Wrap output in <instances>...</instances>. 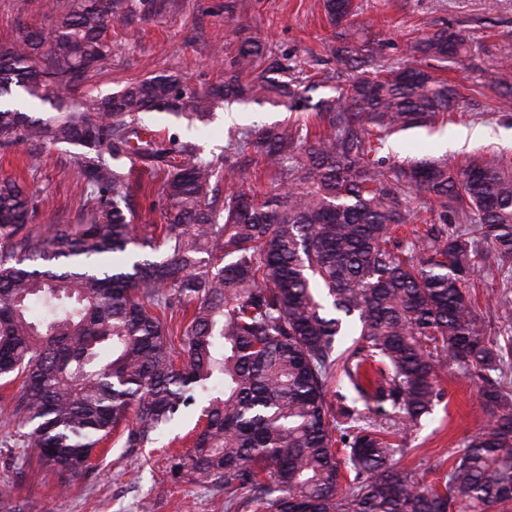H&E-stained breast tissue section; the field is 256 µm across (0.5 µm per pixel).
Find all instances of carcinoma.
Segmentation results:
<instances>
[{"label":"carcinoma","instance_id":"obj_1","mask_svg":"<svg viewBox=\"0 0 512 512\" xmlns=\"http://www.w3.org/2000/svg\"><path fill=\"white\" fill-rule=\"evenodd\" d=\"M149 9L70 0L50 39L27 26L0 46V146L75 149L96 200L89 223L36 230L34 197L0 174V377L20 380L14 446L37 449L67 479L128 416L125 447L143 448L201 403L193 451L171 457V472L224 488V512H507L512 335L488 338L468 282L480 269L500 276L496 311L512 318V159L378 157L387 138L435 131L459 112L469 88L437 71L461 64L470 42L442 27L391 63L383 41L355 27L353 0H323L336 65L305 88L261 71L266 44L244 40L224 80L202 92L160 73L75 100L74 82L112 52V22ZM493 74L503 112L512 51ZM332 81L337 96L318 102L316 130L288 122L231 138L244 160L230 174L271 172L281 189L271 197L241 184L219 196L198 145L144 119L205 123L260 99L295 112L306 88ZM37 100L54 111H31ZM135 167L170 206L139 234ZM189 307L180 328L167 325ZM351 332L353 346L339 350ZM450 365L477 374L491 421L436 485L397 468L407 449L327 399L343 379L365 395V380L416 425L441 400Z\"/></svg>","mask_w":512,"mask_h":512}]
</instances>
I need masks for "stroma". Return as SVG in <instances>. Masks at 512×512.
Returning <instances> with one entry per match:
<instances>
[{
    "label": "stroma",
    "mask_w": 512,
    "mask_h": 512,
    "mask_svg": "<svg viewBox=\"0 0 512 512\" xmlns=\"http://www.w3.org/2000/svg\"><path fill=\"white\" fill-rule=\"evenodd\" d=\"M358 18L369 24V36L384 39L389 60L409 55L417 32L451 26L472 43L466 65L451 71L465 85L489 84L492 65L504 46L512 45V0H355ZM70 0H0V44L15 40L31 24L51 30L53 19ZM112 54L98 71L80 79L73 95L89 101L121 89L127 82L159 73L179 75L189 86L202 88L224 73L227 53L241 40L266 42L272 63L297 65L313 73L333 68L328 50L331 30L321 0H161L146 19L113 23ZM296 113L268 103H247L234 111H218L215 119L195 129L186 122H158L162 134L193 139L213 159L227 187L226 175L238 157L228 133L233 128L296 120ZM476 135L461 146L451 136L458 129ZM512 157V111L499 112L492 99L474 95L452 122L435 134L411 130L389 138L381 152L393 161L407 157L445 158L461 163L471 154ZM0 171L23 177L36 202L33 225L81 224L93 203L78 188L79 168L71 150L36 141H21L0 150ZM441 385L446 396L418 426L405 427L389 405L361 396L349 383L338 388L341 405L356 410L390 438L406 442L408 455L399 465L416 471L424 482H442L450 462L467 436L490 420L478 384L470 374L449 368ZM13 387L0 386V507L31 502L36 512H224V492L184 475L172 476L169 456L190 449L200 406L182 415L158 436L156 443L131 450L122 431H114L93 452L89 467L61 480L42 464L37 451L4 447L12 432L5 423Z\"/></svg>",
    "instance_id": "35a3bbf8"
}]
</instances>
